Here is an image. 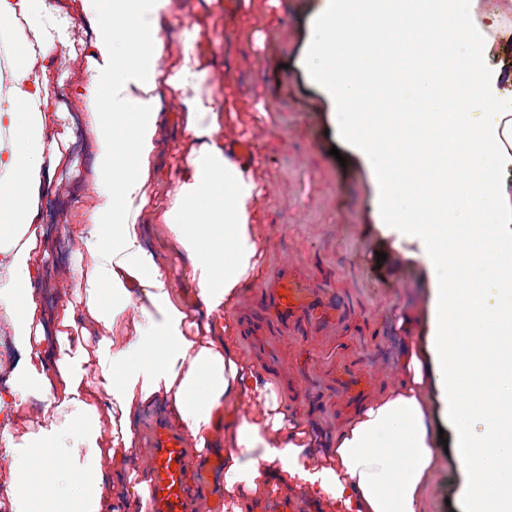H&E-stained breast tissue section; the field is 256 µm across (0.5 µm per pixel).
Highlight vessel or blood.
Returning a JSON list of instances; mask_svg holds the SVG:
<instances>
[{"label":"vessel or blood","instance_id":"b4317fda","mask_svg":"<svg viewBox=\"0 0 512 512\" xmlns=\"http://www.w3.org/2000/svg\"><path fill=\"white\" fill-rule=\"evenodd\" d=\"M262 306L284 322L322 326L341 317L337 303L315 293L303 278L285 268L278 272L273 291L263 295ZM336 380L349 403L364 398L367 382L362 375L343 366ZM148 446L150 484L145 512H194L202 503L209 512H220L221 502L211 499L209 489L214 472L224 466L222 459L190 468L185 435L161 420L152 424Z\"/></svg>","mask_w":512,"mask_h":512}]
</instances>
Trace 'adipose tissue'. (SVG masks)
<instances>
[{"label": "adipose tissue", "mask_w": 512, "mask_h": 512, "mask_svg": "<svg viewBox=\"0 0 512 512\" xmlns=\"http://www.w3.org/2000/svg\"><path fill=\"white\" fill-rule=\"evenodd\" d=\"M0 0V321L11 324L19 359L0 390V419L30 399L56 421L0 442L17 469L11 512H109L147 498L145 471L133 466L134 412L165 404L195 452L224 431V491L234 512L270 489L306 485L356 512H423L437 465L439 434L423 390L435 384L465 476V512H512V55L489 64L496 41L512 42L502 18L477 0H326L307 60L310 78L335 102V123L377 176L383 224L397 244L427 260L435 329L431 356L405 348L406 381L364 405L332 436L290 422L277 387L258 375L211 319L226 311L256 274L254 214L260 189L219 132L224 107L204 104L210 65L196 49L202 24L186 32L180 61L169 62L171 0ZM93 38L80 77L58 81L54 65L76 20ZM391 34L379 50L355 57L351 38L365 23ZM436 28L422 42L419 29ZM467 76L471 101L456 86ZM384 84L395 112H358L354 101ZM188 152L166 201L157 178L158 142L170 92ZM79 105L94 161L83 193L92 202L82 223L60 234L74 243L68 269L76 303L54 316L55 359L45 364L43 276L39 256L43 202L70 164L59 100ZM431 100V112L410 111ZM152 214L171 232L197 287L188 307L144 242ZM133 324L135 336L115 339ZM109 333L92 340L91 327ZM483 337L481 350L469 344ZM120 413L112 440L102 439L98 392ZM256 411L237 413L242 395ZM124 468L107 482L102 459ZM40 463L39 496L28 466Z\"/></svg>", "instance_id": "ef3b65f1"}]
</instances>
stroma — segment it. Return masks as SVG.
Instances as JSON below:
<instances>
[{"instance_id":"35a3bbf8","label":"stroma","mask_w":512,"mask_h":512,"mask_svg":"<svg viewBox=\"0 0 512 512\" xmlns=\"http://www.w3.org/2000/svg\"><path fill=\"white\" fill-rule=\"evenodd\" d=\"M324 0H171L179 24L169 35V57L182 52V30L207 16L197 50L212 60L210 86L216 101H229L220 131L223 139L250 143L251 173L261 187L258 273L245 285L230 315L239 352L282 389L292 416L311 418L335 432L351 415L336 390V365L365 374L370 394L402 380L399 354L404 342L429 350L433 339L427 263L399 258L393 238L378 224L377 189L363 159L349 149L331 155L333 105L305 72L313 24ZM232 74V94L224 76ZM165 142L153 191L167 199L176 189V165L185 139L176 106L166 115ZM70 151L78 163L59 171L62 196L44 202L54 221L45 225L43 250L50 254L40 289L47 306L74 297V285L61 275L72 261V247L59 234L63 224H78L91 206L81 192L91 164L82 141ZM149 247L167 269L186 303L196 289L183 276L184 258L168 229L144 217ZM385 261H378V254ZM306 276L313 288L338 294L346 323L303 335L276 328L248 336L244 318L260 298V286L281 266ZM406 313L416 322L397 326ZM460 472L454 453H441L432 473L425 512H464Z\"/></svg>"}]
</instances>
